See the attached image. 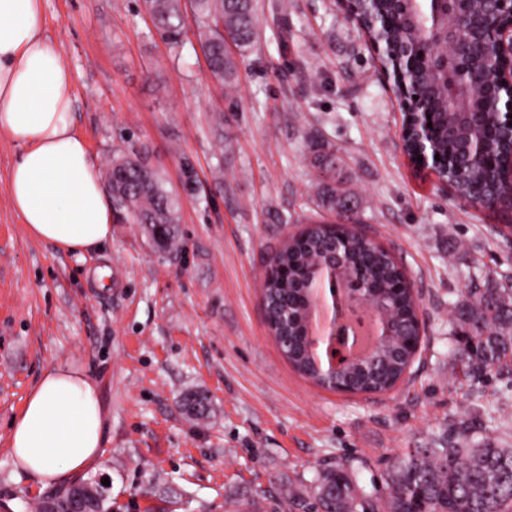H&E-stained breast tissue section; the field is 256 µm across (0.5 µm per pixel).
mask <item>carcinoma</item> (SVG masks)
Returning a JSON list of instances; mask_svg holds the SVG:
<instances>
[{"label":"carcinoma","mask_w":512,"mask_h":512,"mask_svg":"<svg viewBox=\"0 0 512 512\" xmlns=\"http://www.w3.org/2000/svg\"><path fill=\"white\" fill-rule=\"evenodd\" d=\"M144 4L156 34L173 46L183 40V10L191 7L198 20L200 46L209 57L213 79L219 83L235 80L237 56L256 43L254 0H190L188 5L184 0H144ZM377 10L388 14L394 41H406L407 32L384 0ZM482 67L484 79L472 86V96L484 100V112L467 130L481 144L480 152L470 154L448 142V123L455 120L453 105L432 113V131L443 160L458 164L466 173L464 181H454L453 189L468 198L489 194L507 175V149L498 135L500 117L494 97L489 95L493 61L486 59ZM315 169L325 183L320 207L329 212L344 209L346 197L336 186L335 160L320 161ZM108 180L112 181L115 217L143 225L158 250L178 251L177 201L165 189L147 146L113 157ZM338 232L331 223L317 222L289 237L274 251L282 274L265 292L277 345L298 373L318 385L323 379L303 341L307 284ZM342 257L345 281L362 277L376 288L391 335L372 361L344 373L341 382L356 391L388 390L408 368L400 348L413 329L415 295L401 288L402 272L388 251L370 246L361 237H350ZM453 314L460 327L455 358L464 374L512 373V290H470L454 304ZM313 499L321 512H512V448L491 441L462 448L455 438L443 435L427 448H409L392 460L382 501L358 490L353 472L342 464L317 474Z\"/></svg>","instance_id":"carcinoma-1"}]
</instances>
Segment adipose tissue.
<instances>
[{"label": "adipose tissue", "instance_id": "adipose-tissue-1", "mask_svg": "<svg viewBox=\"0 0 512 512\" xmlns=\"http://www.w3.org/2000/svg\"><path fill=\"white\" fill-rule=\"evenodd\" d=\"M44 24L42 0H0V134L19 147L8 191L31 235L83 255L111 241L112 206L72 128L71 75ZM102 441L95 382L61 367L27 397L9 448L18 468L48 485L86 471Z\"/></svg>", "mask_w": 512, "mask_h": 512}]
</instances>
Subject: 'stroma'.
<instances>
[{"mask_svg":"<svg viewBox=\"0 0 512 512\" xmlns=\"http://www.w3.org/2000/svg\"><path fill=\"white\" fill-rule=\"evenodd\" d=\"M43 9L97 173L146 144L178 202L181 248L157 251L131 222L81 257L33 237L7 189L17 149L0 135V512H35L52 491L16 468L9 442L56 367L98 387L103 448L83 478H109L113 512H282L291 489L295 512H314L317 470L339 463L380 497L393 457L468 416L462 444L512 447V374L463 378L449 325L467 289L512 284V211L459 201L409 163L394 95L338 0H259L258 41L230 85L209 74L193 11L174 48L142 0ZM317 146L332 149L363 231L403 263L425 324L408 373L382 394L300 376L264 319L266 259L317 201ZM195 392L209 402L200 418L183 406Z\"/></svg>","mask_w":512,"mask_h":512,"instance_id":"35a3bbf8","label":"stroma"}]
</instances>
